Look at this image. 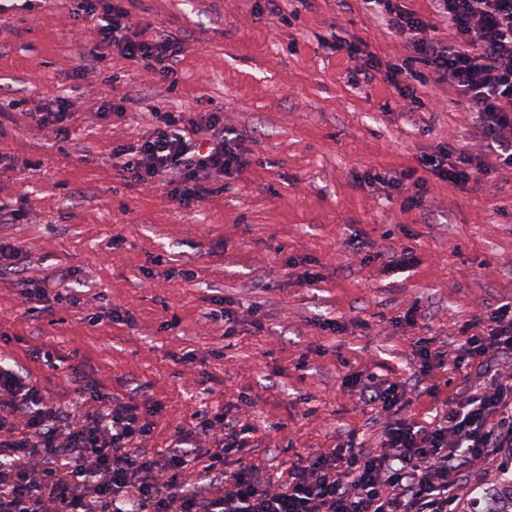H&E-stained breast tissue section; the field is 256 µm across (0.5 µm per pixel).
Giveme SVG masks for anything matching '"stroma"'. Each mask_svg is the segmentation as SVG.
Listing matches in <instances>:
<instances>
[{"mask_svg": "<svg viewBox=\"0 0 512 512\" xmlns=\"http://www.w3.org/2000/svg\"><path fill=\"white\" fill-rule=\"evenodd\" d=\"M125 7L184 40L176 85L116 54L79 70L98 36L76 0H0V153L16 159L0 172V200L18 212L0 223V240L20 250L15 271L0 274V367L57 403L76 365L117 396L150 386L163 408L146 446L158 454L195 411L228 413L255 427L249 454L272 473L352 432L375 445L384 421L344 378L413 379L418 339L430 341L441 396L459 391L463 324L512 302V170L462 191L419 158L474 150L473 114L431 83H412L419 102L403 109L383 77L365 82L346 55L324 49L338 35L383 67L412 58L364 0ZM61 97L72 112L64 139L27 117ZM108 99L122 110L99 113ZM155 107L198 121L223 113L246 137L248 166L209 181L190 208L164 178L124 180L113 153L150 129ZM394 171L420 183V206L368 181ZM405 248L417 264L387 268L384 253ZM289 259L317 281L292 276ZM23 278L51 279L60 301L33 308ZM223 308L237 322L230 336L210 317ZM505 462L511 449L459 475L460 508Z\"/></svg>", "mask_w": 512, "mask_h": 512, "instance_id": "35a3bbf8", "label": "stroma"}]
</instances>
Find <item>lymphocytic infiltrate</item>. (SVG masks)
Returning <instances> with one entry per match:
<instances>
[{
	"label": "lymphocytic infiltrate",
	"mask_w": 512,
	"mask_h": 512,
	"mask_svg": "<svg viewBox=\"0 0 512 512\" xmlns=\"http://www.w3.org/2000/svg\"><path fill=\"white\" fill-rule=\"evenodd\" d=\"M387 30L412 48L430 82L475 112L476 151L445 149L421 159L438 179L463 188L493 168L512 167V0H431L434 21L398 5L371 0ZM78 15L99 40L85 67L118 55L176 84L182 41L167 31L147 35L119 0H79ZM448 28L436 35V22ZM154 128L125 150L123 178L146 183L168 176L170 194L185 207L201 201L206 180L242 170L247 160L237 134L211 114L197 122L184 112L154 109ZM468 337L454 364L483 376L482 390L442 399L437 419L422 426L405 417V387L374 375L347 378L359 400L391 422L375 447L355 436L292 465L286 482L243 455L251 427L217 415L194 425L196 445L172 442L163 457L144 443L151 427L143 414L156 400L148 391L114 396L73 368L72 399L60 406L41 386L0 368V512H454L456 477L471 463L512 448V303L464 326ZM236 456L228 470L224 460ZM206 459L204 477L190 479Z\"/></svg>",
	"instance_id": "obj_1"
}]
</instances>
